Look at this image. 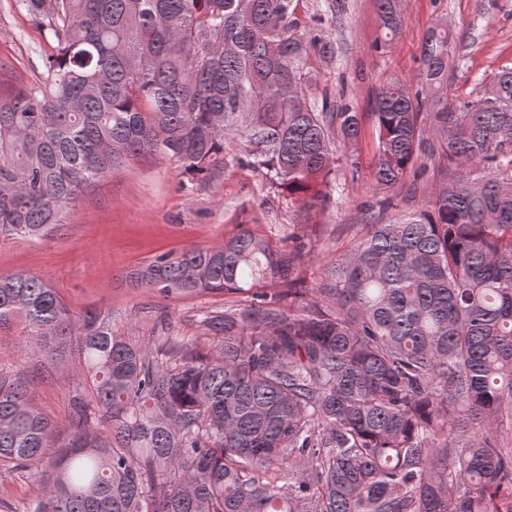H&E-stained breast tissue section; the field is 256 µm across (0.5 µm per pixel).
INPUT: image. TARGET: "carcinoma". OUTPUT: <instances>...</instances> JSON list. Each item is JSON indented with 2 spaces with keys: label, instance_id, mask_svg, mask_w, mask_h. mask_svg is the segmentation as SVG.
<instances>
[{
  "label": "carcinoma",
  "instance_id": "cac0c4a2",
  "mask_svg": "<svg viewBox=\"0 0 512 512\" xmlns=\"http://www.w3.org/2000/svg\"><path fill=\"white\" fill-rule=\"evenodd\" d=\"M384 41L402 30L378 0ZM295 0H13L47 27L46 82L0 101V240L45 237L131 160L169 158L198 186L233 160L311 209L351 176L362 116L309 101L319 34ZM448 29L417 86L375 98L372 224L299 287L306 244L243 230L159 253L131 282L165 300L232 295L207 352L138 345L98 309L73 315L31 273L0 275V332L79 356L91 395L69 432L0 373V470L42 486L26 512H512V68L455 107ZM433 162L427 204L389 222Z\"/></svg>",
  "mask_w": 512,
  "mask_h": 512
}]
</instances>
